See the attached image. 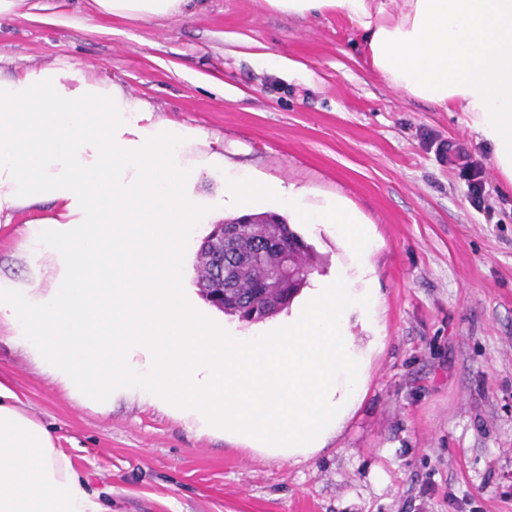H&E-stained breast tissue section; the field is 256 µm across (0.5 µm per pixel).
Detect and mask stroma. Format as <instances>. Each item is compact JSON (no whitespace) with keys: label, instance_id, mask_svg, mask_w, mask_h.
Segmentation results:
<instances>
[{"label":"stroma","instance_id":"obj_1","mask_svg":"<svg viewBox=\"0 0 512 512\" xmlns=\"http://www.w3.org/2000/svg\"><path fill=\"white\" fill-rule=\"evenodd\" d=\"M193 15L100 18L92 0H20L0 18V69L68 61L205 135L224 170L338 198L370 228L384 346L342 432L300 463L196 431L148 402L83 405L0 320V378L54 433L111 512H512V187L459 112L408 98L370 70L359 32L328 12L265 0H194ZM292 61L260 67L256 54ZM441 142L480 162L469 197ZM23 215L0 223V281L48 287ZM292 230L334 277L349 260L319 224Z\"/></svg>","mask_w":512,"mask_h":512}]
</instances>
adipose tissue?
Returning <instances> with one entry per match:
<instances>
[{
    "mask_svg": "<svg viewBox=\"0 0 512 512\" xmlns=\"http://www.w3.org/2000/svg\"><path fill=\"white\" fill-rule=\"evenodd\" d=\"M190 0H93L103 18L184 14ZM304 17L333 12L361 34L367 62L398 92L460 112L512 186V0H265ZM200 131L154 120L149 103L71 65L0 70V222L50 204L32 244L56 272L43 294L0 283V314L48 371L99 408L136 396L200 433L268 458L325 450L358 410L379 335L372 239L343 202L228 179L219 206L272 199L295 223L335 235L354 275L301 289L244 334L186 300V230L210 214L192 184L220 164ZM0 512H107L52 431L0 383Z\"/></svg>",
    "mask_w": 512,
    "mask_h": 512,
    "instance_id": "adipose-tissue-1",
    "label": "adipose tissue"
}]
</instances>
